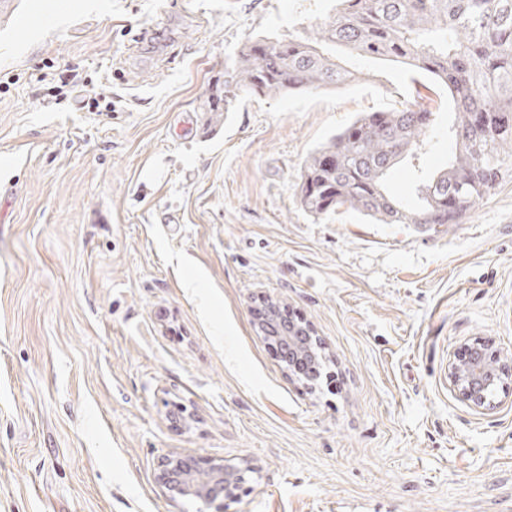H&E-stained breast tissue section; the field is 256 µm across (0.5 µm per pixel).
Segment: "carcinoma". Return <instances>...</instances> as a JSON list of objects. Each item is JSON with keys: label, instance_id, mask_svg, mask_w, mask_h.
I'll use <instances>...</instances> for the list:
<instances>
[{"label": "carcinoma", "instance_id": "carcinoma-1", "mask_svg": "<svg viewBox=\"0 0 512 512\" xmlns=\"http://www.w3.org/2000/svg\"><path fill=\"white\" fill-rule=\"evenodd\" d=\"M402 64L448 90V166L405 206L386 182L417 155L434 113L421 101L356 117L304 163L299 200L310 214L344 207L382 224L430 231L463 215L512 172V0H339L300 40L254 37L224 61V88L202 104L219 122L242 96H282L350 82L343 56Z\"/></svg>", "mask_w": 512, "mask_h": 512}]
</instances>
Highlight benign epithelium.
Here are the masks:
<instances>
[{
	"label": "benign epithelium",
	"mask_w": 512,
	"mask_h": 512,
	"mask_svg": "<svg viewBox=\"0 0 512 512\" xmlns=\"http://www.w3.org/2000/svg\"><path fill=\"white\" fill-rule=\"evenodd\" d=\"M274 309L265 308L260 314L259 329L280 352L288 373L308 384L320 377L319 359L322 344L309 325L289 320ZM495 355L487 345L477 342L467 348L462 359L448 367V377L457 396L469 405L481 408L486 403L485 391L494 378L508 377L512 370L493 362ZM250 465L230 467L201 456L169 452L158 461L156 481L171 499L192 498L200 507L198 512H224V500L235 495L245 482Z\"/></svg>",
	"instance_id": "benign-epithelium-1"
}]
</instances>
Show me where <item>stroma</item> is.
<instances>
[{"instance_id": "stroma-1", "label": "stroma", "mask_w": 512, "mask_h": 512, "mask_svg": "<svg viewBox=\"0 0 512 512\" xmlns=\"http://www.w3.org/2000/svg\"><path fill=\"white\" fill-rule=\"evenodd\" d=\"M0 14V512H197L169 452L256 471L225 512H512V393L476 409L448 366L512 365V176L424 231L299 202L307 156L410 72L200 106L250 37L304 38L335 0H16ZM77 73L75 90L56 93ZM111 111L83 108L85 95ZM416 172L448 163L447 92ZM272 299L324 345L316 390L258 332Z\"/></svg>"}]
</instances>
